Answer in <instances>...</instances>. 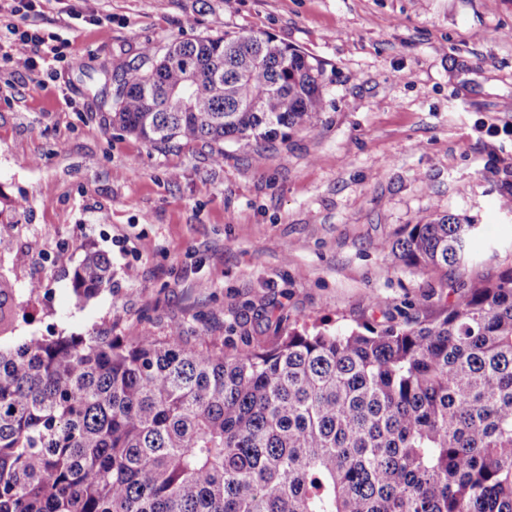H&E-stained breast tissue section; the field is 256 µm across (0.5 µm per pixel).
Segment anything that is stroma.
Returning a JSON list of instances; mask_svg holds the SVG:
<instances>
[{
	"instance_id": "obj_1",
	"label": "stroma",
	"mask_w": 512,
	"mask_h": 512,
	"mask_svg": "<svg viewBox=\"0 0 512 512\" xmlns=\"http://www.w3.org/2000/svg\"><path fill=\"white\" fill-rule=\"evenodd\" d=\"M14 25L63 57L25 71L0 56V267L18 289L2 347L176 327L231 353L274 342L277 315L344 331L428 313L446 272L395 267L381 245L434 211L482 227L459 277L512 267V0H42L0 15V35ZM227 32L322 64L316 131L259 164L225 146L218 164L202 143L158 149L111 125L116 67ZM95 250L112 282L80 303L73 273Z\"/></svg>"
}]
</instances>
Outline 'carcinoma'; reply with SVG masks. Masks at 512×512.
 I'll use <instances>...</instances> for the list:
<instances>
[{
    "label": "carcinoma",
    "mask_w": 512,
    "mask_h": 512,
    "mask_svg": "<svg viewBox=\"0 0 512 512\" xmlns=\"http://www.w3.org/2000/svg\"><path fill=\"white\" fill-rule=\"evenodd\" d=\"M112 125L155 148L260 160L311 133L324 68L269 35L147 45L113 75ZM481 227L433 212L383 245L422 274L473 260ZM87 254L79 301L110 283ZM435 316L270 346L110 331L0 350V512H512V267L450 281ZM16 291L0 272V337Z\"/></svg>",
    "instance_id": "carcinoma-1"
}]
</instances>
